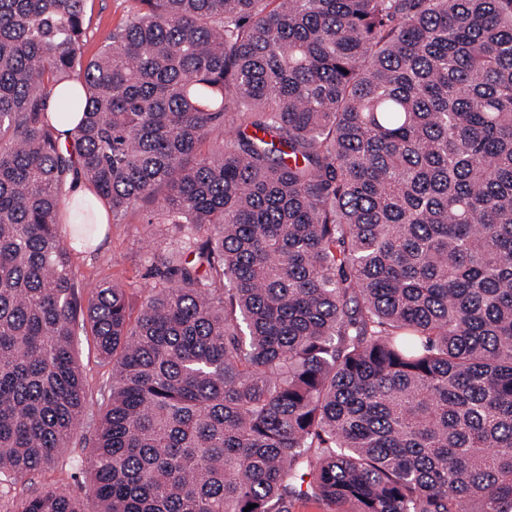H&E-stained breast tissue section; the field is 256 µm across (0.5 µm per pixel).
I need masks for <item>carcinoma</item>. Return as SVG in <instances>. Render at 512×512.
<instances>
[{
	"instance_id": "1",
	"label": "carcinoma",
	"mask_w": 512,
	"mask_h": 512,
	"mask_svg": "<svg viewBox=\"0 0 512 512\" xmlns=\"http://www.w3.org/2000/svg\"><path fill=\"white\" fill-rule=\"evenodd\" d=\"M85 2L0 0V512H512V0ZM135 6L132 0H87L86 33L81 47L85 60L98 54L101 31L122 25ZM146 212V206L136 208L106 226L100 246L80 262L84 282L109 280L129 289L151 282L150 253L165 248L175 233L171 224H146ZM79 357L85 374L93 387L92 410L96 414L98 410L96 391L100 386L106 384L111 378V366L102 363L96 356L89 336H78Z\"/></svg>"
}]
</instances>
